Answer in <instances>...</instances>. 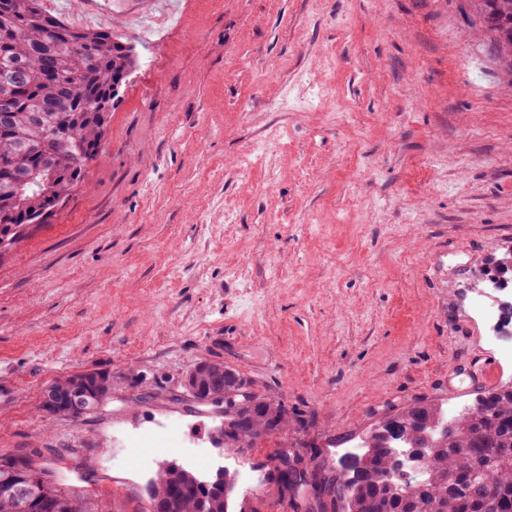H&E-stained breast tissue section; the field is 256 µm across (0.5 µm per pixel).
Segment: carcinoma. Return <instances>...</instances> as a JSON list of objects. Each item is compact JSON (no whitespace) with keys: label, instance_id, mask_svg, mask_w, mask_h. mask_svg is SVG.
<instances>
[{"label":"carcinoma","instance_id":"cac0c4a2","mask_svg":"<svg viewBox=\"0 0 512 512\" xmlns=\"http://www.w3.org/2000/svg\"><path fill=\"white\" fill-rule=\"evenodd\" d=\"M478 12L499 56L512 67V0H478ZM137 64L131 48L102 28H77L48 12L43 0H0V233L15 236L41 224L82 178L70 157L79 140L90 157L98 153V128L115 102L112 88ZM224 416V444L244 448L288 426L282 402L254 396ZM449 424L434 438L428 484L409 476L401 495L387 494L381 474L392 468L395 450L419 443L430 420ZM392 429L370 456L339 462L347 477L336 489L314 495L321 512H512V385L484 393L468 415L448 419L442 407L417 400L379 419ZM38 451L0 457V475L11 473L51 496L53 512H112L85 491L65 487L38 465ZM308 463L296 483L280 481L294 498L308 491ZM199 477L180 465L157 473L151 495L166 512H194L195 498H208L209 512H224V489L195 485Z\"/></svg>","mask_w":512,"mask_h":512}]
</instances>
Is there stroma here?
<instances>
[{"instance_id": "stroma-1", "label": "stroma", "mask_w": 512, "mask_h": 512, "mask_svg": "<svg viewBox=\"0 0 512 512\" xmlns=\"http://www.w3.org/2000/svg\"><path fill=\"white\" fill-rule=\"evenodd\" d=\"M112 109L99 154L0 256V457L39 450L140 512L163 425L283 496L282 449L325 466L378 418L463 410L512 381V292L472 291L512 246V71L475 0H180ZM210 359L282 400L286 431L218 448L177 386ZM87 369L112 396L73 422L44 390Z\"/></svg>"}]
</instances>
